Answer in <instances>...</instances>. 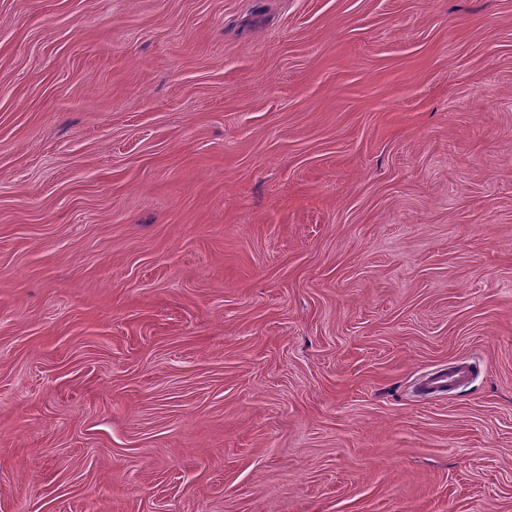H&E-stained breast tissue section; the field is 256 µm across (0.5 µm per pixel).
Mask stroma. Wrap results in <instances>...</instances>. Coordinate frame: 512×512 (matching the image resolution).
<instances>
[{
    "mask_svg": "<svg viewBox=\"0 0 512 512\" xmlns=\"http://www.w3.org/2000/svg\"><path fill=\"white\" fill-rule=\"evenodd\" d=\"M0 512H512V0H0ZM465 376L464 371L436 373L427 377L423 384V390L426 394L445 392L463 380Z\"/></svg>",
    "mask_w": 512,
    "mask_h": 512,
    "instance_id": "obj_1",
    "label": "stroma"
}]
</instances>
